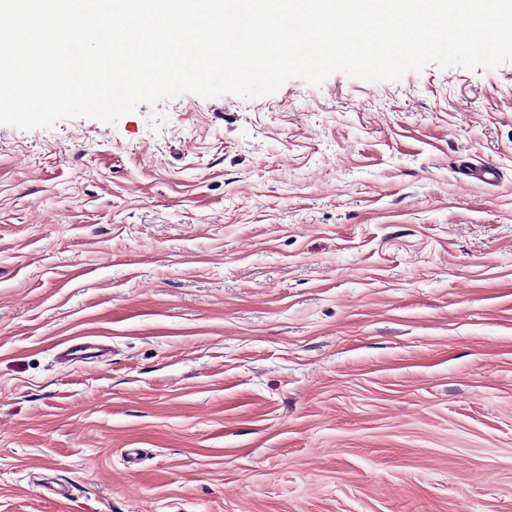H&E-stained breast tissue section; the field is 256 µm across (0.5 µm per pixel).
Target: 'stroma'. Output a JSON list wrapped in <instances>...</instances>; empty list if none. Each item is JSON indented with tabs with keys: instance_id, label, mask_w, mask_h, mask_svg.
I'll use <instances>...</instances> for the list:
<instances>
[{
	"instance_id": "stroma-1",
	"label": "stroma",
	"mask_w": 512,
	"mask_h": 512,
	"mask_svg": "<svg viewBox=\"0 0 512 512\" xmlns=\"http://www.w3.org/2000/svg\"><path fill=\"white\" fill-rule=\"evenodd\" d=\"M158 109L0 125V512H512V62Z\"/></svg>"
}]
</instances>
